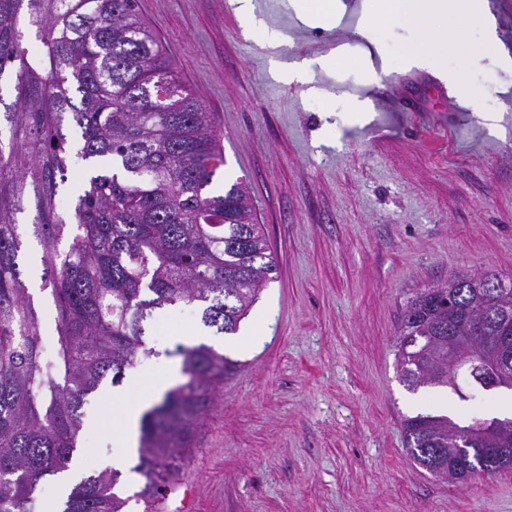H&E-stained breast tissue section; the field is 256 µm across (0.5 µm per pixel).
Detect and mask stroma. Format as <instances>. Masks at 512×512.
Segmentation results:
<instances>
[{
	"mask_svg": "<svg viewBox=\"0 0 512 512\" xmlns=\"http://www.w3.org/2000/svg\"><path fill=\"white\" fill-rule=\"evenodd\" d=\"M252 2L246 27L237 0H136L222 134L214 187L249 184L277 266L245 320L251 344L207 330L233 367L163 512H512V471L436 478L402 428L420 413L512 412V393L409 390L395 348L422 290L463 269L512 278V22L496 16L489 52L482 25L459 21L434 70L409 63L413 27L375 25L368 8L323 27L301 20L300 0ZM331 36L342 47L320 53ZM390 96L417 110L384 128ZM201 327L194 306L157 311L150 355L84 406L70 483L118 457L119 395L179 367L181 330Z\"/></svg>",
	"mask_w": 512,
	"mask_h": 512,
	"instance_id": "1",
	"label": "stroma"
}]
</instances>
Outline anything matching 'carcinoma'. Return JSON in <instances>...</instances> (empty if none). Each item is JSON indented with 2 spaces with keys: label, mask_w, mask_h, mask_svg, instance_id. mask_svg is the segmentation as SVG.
<instances>
[{
  "label": "carcinoma",
  "mask_w": 512,
  "mask_h": 512,
  "mask_svg": "<svg viewBox=\"0 0 512 512\" xmlns=\"http://www.w3.org/2000/svg\"><path fill=\"white\" fill-rule=\"evenodd\" d=\"M6 74L15 99L0 112V512H41V487L68 467L88 397L149 352L147 320L195 305L204 326L234 334L276 263L246 185L207 190L224 165L218 127L183 87L136 0H0ZM76 159L86 174L66 212L59 195ZM31 238L56 311L51 357L22 267ZM489 277L500 281L512 320V280L492 271L456 273L408 302L396 343L408 389L449 387L461 402L485 392L490 374L477 361L448 376V332L500 335L484 317ZM173 355L187 381L141 418L144 512H159L211 390L232 368L205 343L180 344ZM478 422L418 414L402 425L416 463L463 482L475 458L489 474L512 469V446L505 456L482 452L493 440L473 428ZM455 427L471 430L473 454L452 446ZM119 479L116 469L94 472L50 510L123 512Z\"/></svg>",
  "instance_id": "1"
}]
</instances>
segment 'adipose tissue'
Masks as SVG:
<instances>
[{
    "mask_svg": "<svg viewBox=\"0 0 512 512\" xmlns=\"http://www.w3.org/2000/svg\"><path fill=\"white\" fill-rule=\"evenodd\" d=\"M484 0H371L369 16L374 24L387 25L403 20L413 25L421 43L420 52L413 55L414 63L431 65L439 63L444 54L443 41L434 23L437 20L455 21L459 17L478 18L483 12ZM174 381L173 374L155 379L143 390L132 396L122 397V413L118 419L117 447L123 457H131L138 446V422L142 413L168 390Z\"/></svg>",
    "mask_w": 512,
    "mask_h": 512,
    "instance_id": "1",
    "label": "adipose tissue"
}]
</instances>
